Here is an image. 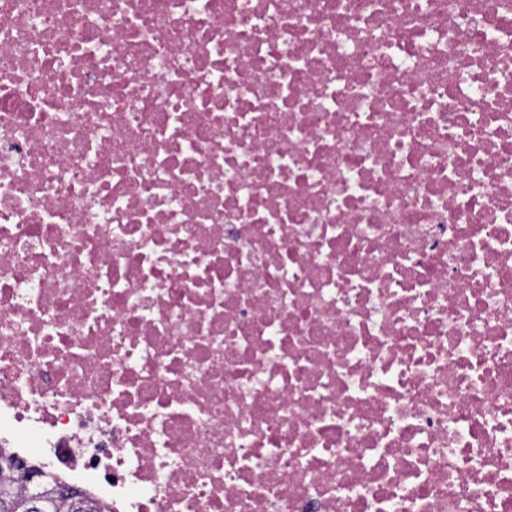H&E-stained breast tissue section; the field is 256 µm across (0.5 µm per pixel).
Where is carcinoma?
Segmentation results:
<instances>
[{
    "instance_id": "carcinoma-1",
    "label": "carcinoma",
    "mask_w": 512,
    "mask_h": 512,
    "mask_svg": "<svg viewBox=\"0 0 512 512\" xmlns=\"http://www.w3.org/2000/svg\"><path fill=\"white\" fill-rule=\"evenodd\" d=\"M10 463L14 471H5L0 467V512H29L27 510L26 498L34 491L39 492L51 507L48 512H104V506H99L83 490L57 482L53 477L40 468L34 466L32 470L39 477L37 488H31L26 479L19 475V471L26 467V463L20 461L12 454H7L0 448V462ZM70 491L73 496L79 497L86 502L83 510L77 511L73 507L71 497L62 494V491Z\"/></svg>"
}]
</instances>
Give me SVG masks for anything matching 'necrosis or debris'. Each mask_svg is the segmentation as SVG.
Instances as JSON below:
<instances>
[{
  "label": "necrosis or debris",
  "instance_id": "1",
  "mask_svg": "<svg viewBox=\"0 0 512 512\" xmlns=\"http://www.w3.org/2000/svg\"><path fill=\"white\" fill-rule=\"evenodd\" d=\"M0 447L512 512V0H0Z\"/></svg>",
  "mask_w": 512,
  "mask_h": 512
}]
</instances>
